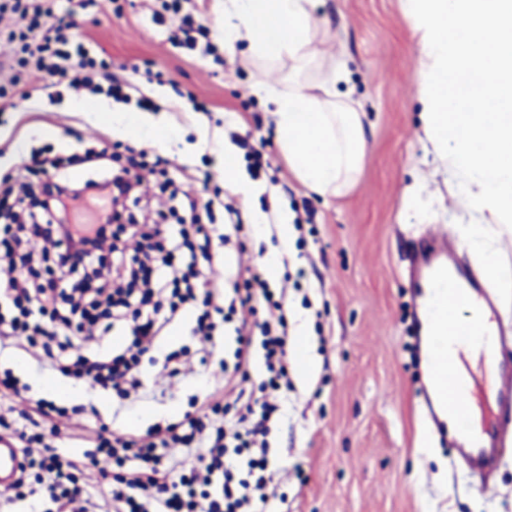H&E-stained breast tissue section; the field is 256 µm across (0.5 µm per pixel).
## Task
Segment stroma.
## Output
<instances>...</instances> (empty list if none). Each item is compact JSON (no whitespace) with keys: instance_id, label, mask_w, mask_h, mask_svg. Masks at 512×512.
I'll use <instances>...</instances> for the list:
<instances>
[{"instance_id":"1","label":"stroma","mask_w":512,"mask_h":512,"mask_svg":"<svg viewBox=\"0 0 512 512\" xmlns=\"http://www.w3.org/2000/svg\"><path fill=\"white\" fill-rule=\"evenodd\" d=\"M185 15L208 28V52L184 47ZM315 16L329 21L323 54L347 57L350 85L366 114L367 155L343 196L323 199L293 178L254 91L259 62L224 43V0H181L176 11L164 0H96L76 8L71 34L91 57L111 62L113 74L142 82L161 109L63 86L53 100L0 114V185L40 190L45 175L20 166L36 149L83 175L87 151L124 160L136 148L145 152L141 202L129 211L136 222H177L171 188L151 170L159 156L181 165L179 183L215 201L210 237L223 232L221 203L233 196L243 229L219 248L211 286L232 296L228 274L237 264L261 271L275 260L281 275L269 287L286 297L288 346L308 347L307 356H289V387L276 394L280 417L267 436L270 512H512V457L491 487L471 485L447 448L426 437L419 407L404 256L421 233L460 242L475 227L418 128L417 40L399 0H325ZM21 25L17 15L0 17V89L8 93L38 84L31 68L10 62L3 42ZM197 102L205 111L194 110ZM255 146L263 153L258 172L248 158ZM229 152L250 195L224 182ZM201 170L210 171L208 183L196 182ZM416 182L429 189L417 205L405 206L403 191ZM284 217L293 226L286 238L277 227ZM202 311L199 303L181 309L143 356V386L126 400L40 368L19 348L0 351V372L11 371L30 395L67 408L56 421L57 446L80 458L93 452L100 427L143 433L178 421L194 398L223 388V375L201 363L191 334ZM182 349L191 373L160 376V361Z\"/></svg>"}]
</instances>
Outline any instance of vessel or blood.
<instances>
[{"instance_id": "b4317fda", "label": "vessel or blood", "mask_w": 512, "mask_h": 512, "mask_svg": "<svg viewBox=\"0 0 512 512\" xmlns=\"http://www.w3.org/2000/svg\"><path fill=\"white\" fill-rule=\"evenodd\" d=\"M458 253V245L444 236L419 239L408 253L417 357L425 373L421 410L428 436L447 443L452 457L486 488L512 455V344L493 327L455 321L459 306L494 313L500 304L482 278L461 263ZM470 337L492 341L478 372L451 357L458 342ZM489 373L495 388L483 412L478 401ZM22 462L14 440L0 436L1 488L15 481Z\"/></svg>"}]
</instances>
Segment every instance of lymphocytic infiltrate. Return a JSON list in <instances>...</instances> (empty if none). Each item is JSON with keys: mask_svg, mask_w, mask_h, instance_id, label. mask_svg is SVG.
<instances>
[{"mask_svg": "<svg viewBox=\"0 0 512 512\" xmlns=\"http://www.w3.org/2000/svg\"><path fill=\"white\" fill-rule=\"evenodd\" d=\"M60 0H0V14L13 12L26 26L10 32L9 54L14 63L44 74L46 88L61 84L105 91L118 101H137L140 108L157 104L133 82L114 79L106 63L90 57L83 44L70 42ZM43 173L49 198L41 213H28L23 224L0 225V344L25 337L39 348L40 361L90 386L112 390L124 398L140 386L142 356L163 336L171 313L188 300L215 299L212 290L196 295L198 266L212 263L209 245L184 258L192 236L205 227L195 212L178 235L164 236L162 226L117 224L113 209L124 207L132 189L131 171L123 168L101 180L74 181L59 172L57 160L33 156ZM48 237L55 251L52 265L36 271L29 255L20 251L28 237ZM135 249H128V239ZM234 294L243 313L237 329L234 369L246 373L255 348H262L267 389L277 391L288 382V321L283 299L274 296L258 272L236 271ZM263 319H256V312ZM119 329L121 346L86 353L82 343L91 328ZM278 407L248 395L225 380L223 395L194 399L181 421L154 426L146 433L100 428L95 453L83 462L63 456L53 444L59 429L56 418L65 408L38 398L22 419L0 420V430L22 450L34 487L17 479L10 491L0 492V506L11 512L24 501L27 512H92L85 497L87 467L107 473L119 467L111 490L113 512H250L266 502L269 422ZM202 450L190 467L176 468L168 451L176 446ZM249 450L246 477H238L230 454Z\"/></svg>", "mask_w": 512, "mask_h": 512, "instance_id": "obj_1", "label": "lymphocytic infiltrate"}]
</instances>
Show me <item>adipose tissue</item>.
I'll use <instances>...</instances> for the list:
<instances>
[{"mask_svg": "<svg viewBox=\"0 0 512 512\" xmlns=\"http://www.w3.org/2000/svg\"><path fill=\"white\" fill-rule=\"evenodd\" d=\"M419 47L417 99L426 139L458 204L479 224L512 229V0H401ZM315 0H224V41L246 43L266 66L314 65L287 90L259 81L293 176L337 197L367 150L365 114L344 57L325 59L315 39Z\"/></svg>", "mask_w": 512, "mask_h": 512, "instance_id": "1", "label": "adipose tissue"}]
</instances>
